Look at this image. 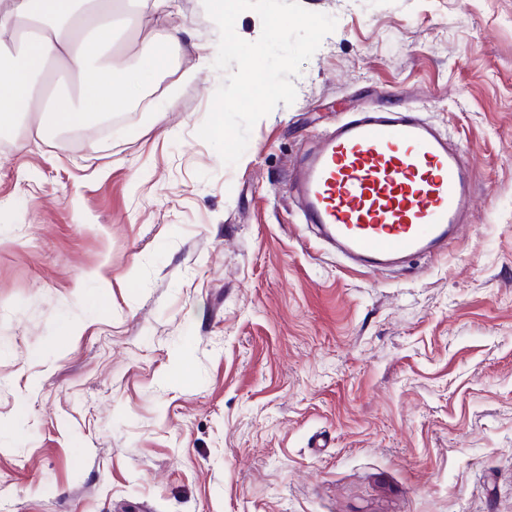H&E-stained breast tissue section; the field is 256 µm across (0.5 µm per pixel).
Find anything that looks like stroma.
<instances>
[{
    "label": "stroma",
    "mask_w": 512,
    "mask_h": 512,
    "mask_svg": "<svg viewBox=\"0 0 512 512\" xmlns=\"http://www.w3.org/2000/svg\"><path fill=\"white\" fill-rule=\"evenodd\" d=\"M336 18L232 166L203 0L110 124L0 142V512H512V0H300ZM423 108L476 220L372 275L300 223L291 163Z\"/></svg>",
    "instance_id": "35a3bbf8"
}]
</instances>
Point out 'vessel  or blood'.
I'll return each mask as SVG.
<instances>
[{
	"instance_id": "1",
	"label": "vessel or blood",
	"mask_w": 512,
	"mask_h": 512,
	"mask_svg": "<svg viewBox=\"0 0 512 512\" xmlns=\"http://www.w3.org/2000/svg\"><path fill=\"white\" fill-rule=\"evenodd\" d=\"M288 193L300 223L368 270L439 255L473 215L467 160L408 106L342 115L296 157Z\"/></svg>"
}]
</instances>
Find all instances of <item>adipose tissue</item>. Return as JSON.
Segmentation results:
<instances>
[{"mask_svg": "<svg viewBox=\"0 0 512 512\" xmlns=\"http://www.w3.org/2000/svg\"><path fill=\"white\" fill-rule=\"evenodd\" d=\"M77 13V0H0V59L9 62L0 78L1 130L36 111L42 138L127 111L141 91L140 69L164 70L179 44L178 31H169L134 61L106 63L103 55L119 32L132 29L134 16L120 10L119 0H98L82 19Z\"/></svg>", "mask_w": 512, "mask_h": 512, "instance_id": "1", "label": "adipose tissue"}]
</instances>
